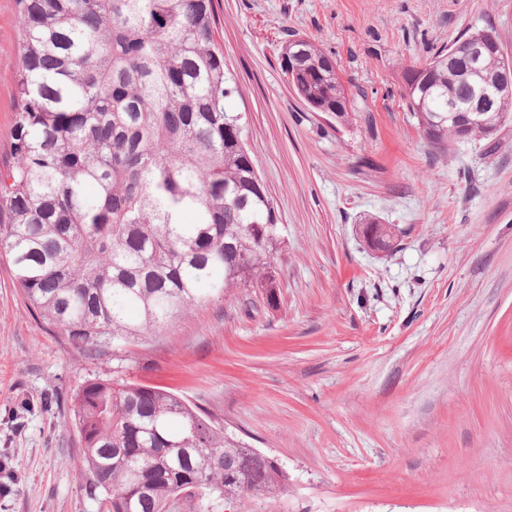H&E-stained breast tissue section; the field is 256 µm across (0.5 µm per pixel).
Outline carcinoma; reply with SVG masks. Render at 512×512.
Instances as JSON below:
<instances>
[{"mask_svg":"<svg viewBox=\"0 0 512 512\" xmlns=\"http://www.w3.org/2000/svg\"><path fill=\"white\" fill-rule=\"evenodd\" d=\"M22 24L12 161L0 169V257L32 312L85 354L112 356L163 336L233 288L276 300L274 199L225 100L234 86L215 43L213 0H15ZM474 30L403 71L401 96L424 139L446 154L512 122V95L456 129L468 96L462 45ZM288 83L314 111L346 126L354 96L336 62L292 35ZM503 55L486 53L494 81ZM195 215L186 224L183 216ZM374 251L396 247L395 224L367 218ZM81 476L99 512H197L288 491L271 457L224 432L163 387L104 373L70 398Z\"/></svg>","mask_w":512,"mask_h":512,"instance_id":"1","label":"carcinoma"}]
</instances>
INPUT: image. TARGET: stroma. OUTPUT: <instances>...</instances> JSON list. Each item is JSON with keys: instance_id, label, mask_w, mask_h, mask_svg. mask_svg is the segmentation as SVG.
<instances>
[{"instance_id": "1", "label": "stroma", "mask_w": 512, "mask_h": 512, "mask_svg": "<svg viewBox=\"0 0 512 512\" xmlns=\"http://www.w3.org/2000/svg\"><path fill=\"white\" fill-rule=\"evenodd\" d=\"M237 86L228 111L277 206V301L237 288L131 348L124 378L165 386L288 473L275 507L230 512H512V125L426 144L401 72L493 26L512 0H215ZM299 33L336 60L360 110L312 111L280 67ZM20 21L0 0V166L19 108ZM396 249L365 248V217ZM111 364L61 343L0 261V512H98L55 399ZM360 226L363 242L374 251H389L395 248L403 233L397 225L381 224L374 218L365 219Z\"/></svg>"}]
</instances>
